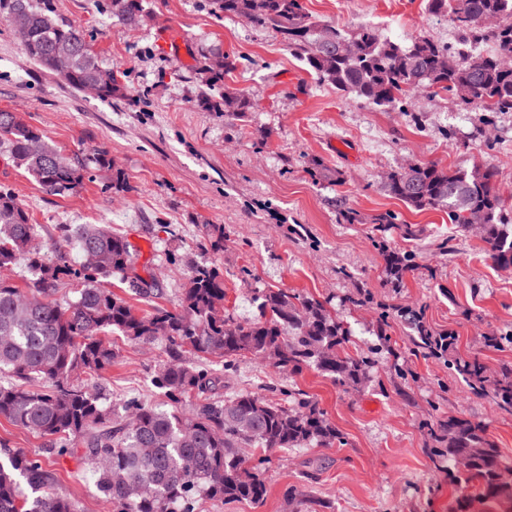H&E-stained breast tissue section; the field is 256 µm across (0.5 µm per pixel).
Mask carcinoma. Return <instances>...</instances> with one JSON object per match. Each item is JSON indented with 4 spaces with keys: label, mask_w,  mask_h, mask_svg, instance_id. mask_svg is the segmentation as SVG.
I'll return each instance as SVG.
<instances>
[{
    "label": "carcinoma",
    "mask_w": 512,
    "mask_h": 512,
    "mask_svg": "<svg viewBox=\"0 0 512 512\" xmlns=\"http://www.w3.org/2000/svg\"><path fill=\"white\" fill-rule=\"evenodd\" d=\"M112 13L135 24L142 0H109ZM226 16L247 19L276 31L306 71L345 96L375 106L404 104L417 89L447 92L464 109L512 112V72L501 71L496 57L463 54L431 39L417 38L408 47L381 38L365 27L349 34L319 23L301 0H211ZM434 14L451 18L472 47L493 40L512 52V0H428ZM0 18L23 33L27 56L76 89L91 86L110 99L121 91L117 74L102 67L79 28L38 6V0H0ZM352 43L338 57L327 45ZM235 68L226 54L205 59L201 100L224 118L239 119L254 109L244 94L224 85ZM0 152L53 194L79 187L89 168L112 171V185L125 178L107 151L85 160L64 156L17 112L0 110ZM388 192L415 210H443L451 223L467 226L465 213L482 216L477 230L488 257L512 266V211L495 172L477 166L451 170L437 163L414 165L388 176ZM65 242H75L82 261L61 255L47 263L34 241L38 225L8 190H0V272L26 261L36 277L20 288L0 276V416L46 439L49 452L62 457L83 447L82 464L94 476L111 512H197L203 501L263 503L267 492L259 460L249 465L239 449L252 445L263 452L341 442L336 425L318 401L298 394L286 405L252 392L213 397L219 378L197 356L231 365L251 355L267 360L278 372L292 375L314 367L336 385L358 390L370 378L374 350L349 353L343 321L312 296L281 288L258 291L260 317L240 320L224 309V274L215 266L193 268L181 289L177 310L156 307L138 314L105 283L113 278L137 296L160 294L155 281L137 271L131 246L112 229L97 224H62ZM214 252L224 251V225L207 224ZM385 272L399 283L411 270L407 253L387 250ZM424 347L429 336L420 316L405 312ZM117 333L137 343L166 344L152 378L171 410H159L137 396L109 404L97 388L119 356L107 336ZM455 370L473 392L512 408V365L493 378L476 357L460 359ZM438 447L435 459L448 462V481L462 490L454 512H469L479 500L499 509L512 505V468L502 466L497 444L485 426L451 416L431 430ZM45 459L8 450L0 459V512H79L72 493L51 489Z\"/></svg>",
    "instance_id": "carcinoma-1"
}]
</instances>
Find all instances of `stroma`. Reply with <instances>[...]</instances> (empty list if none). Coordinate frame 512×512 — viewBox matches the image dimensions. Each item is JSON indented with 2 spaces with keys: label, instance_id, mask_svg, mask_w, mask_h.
Returning a JSON list of instances; mask_svg holds the SVG:
<instances>
[{
  "label": "stroma",
  "instance_id": "1",
  "mask_svg": "<svg viewBox=\"0 0 512 512\" xmlns=\"http://www.w3.org/2000/svg\"><path fill=\"white\" fill-rule=\"evenodd\" d=\"M107 4L52 0L57 16L82 28L102 66L117 73L121 92L109 100L38 66L0 20V110L21 113L68 157L106 150L127 182L113 189L111 172L92 169L81 187L53 195L0 153V188L37 224L46 259L54 257L59 225L107 224L158 277L162 293L154 302L110 280L112 292L138 312L177 308L193 267L208 263L223 272L224 304L237 317L256 315V289L282 288L328 301L347 324L351 349H379L370 383L358 390L313 368L288 377L254 356L229 370L213 365L223 395L249 391L283 403L290 388L313 397L343 441L270 453L262 504L207 502L201 512H289L291 486L335 512H450L459 491L447 462L429 453V429L451 416L485 424L512 465V413L472 394L447 358L418 351L398 314L411 307L433 331H453L458 354L478 356L496 375L512 364V344L488 347L483 338L512 333V267L494 265L481 239L445 212L408 208L384 187L388 173L408 164L490 167L512 205V112L484 121L451 95L425 90L412 94L406 110L376 107L319 83L279 35L214 13L209 0H143L134 25ZM302 4L313 20L350 33L372 27L404 45L419 37L458 40L427 0ZM212 49L236 61L224 82L253 102L244 118L225 121L199 100L198 69ZM345 208L361 223H341ZM389 211L396 225L378 235L372 219ZM207 224L224 226L223 252L211 251ZM388 249L414 256L396 288L384 272ZM118 347L104 374L107 397L137 395L168 409L152 384L160 344ZM47 462L56 487L73 493L81 512H110L78 456L51 454Z\"/></svg>",
  "mask_w": 512,
  "mask_h": 512
}]
</instances>
